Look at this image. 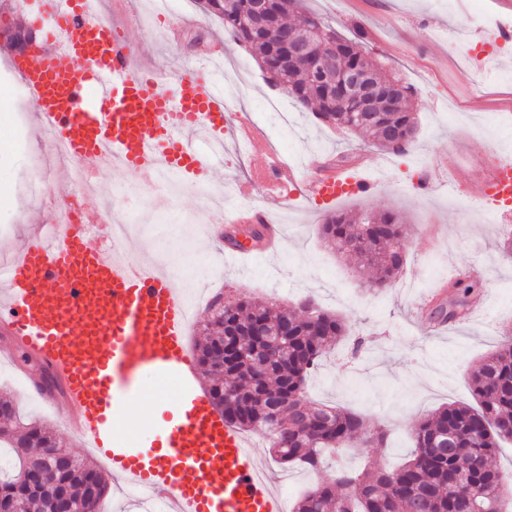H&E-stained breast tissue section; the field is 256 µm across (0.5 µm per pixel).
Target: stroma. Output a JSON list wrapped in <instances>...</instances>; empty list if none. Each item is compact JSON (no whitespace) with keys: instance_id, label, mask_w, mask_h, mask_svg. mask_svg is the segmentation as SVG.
<instances>
[{"instance_id":"1","label":"stroma","mask_w":512,"mask_h":512,"mask_svg":"<svg viewBox=\"0 0 512 512\" xmlns=\"http://www.w3.org/2000/svg\"><path fill=\"white\" fill-rule=\"evenodd\" d=\"M108 15L123 21L138 17L135 32L142 56L163 70L192 64L197 48L189 34L207 25L209 38L224 42V56L213 63L225 91L244 90L245 109L255 127L273 135L258 110L273 94L250 53L226 39L222 23L205 14L200 0H173L174 14L187 32L168 41L164 23L153 11L154 0H107ZM305 9L332 21L343 36L363 27V43L371 57L396 70L415 89V144L396 155L350 131L328 126L297 102L288 109L296 124L294 136H283L276 150L298 167L305 183L320 165L342 162L344 170L361 166L374 183L371 191L331 205L306 199L302 193L273 198L259 193L284 229L277 253L253 252L229 262L228 247L203 231L215 209L234 215L240 194L225 190L203 198L180 190L176 197L174 238H165L153 220L167 205L149 194L133 197L142 222L137 229L156 262L167 256L197 267L200 303L186 339L195 342L210 318L213 296L234 302L246 295L254 301L294 308L305 298L319 307L354 320L355 335L326 353L306 383L311 401L363 413L372 427H384L382 440L343 451L338 466L356 469L364 463L397 467L412 451L410 427L443 404L471 402L467 371L494 352L512 329V254L503 240L512 237V220L498 221L471 186L503 161H512V47L482 40L468 29L465 17L478 10L484 17L502 16L493 0H305ZM235 136L224 146V183L244 181L264 166L266 157L241 150ZM44 167L58 162L37 131L31 101H17L8 76L0 70V258L35 227L34 215L47 212L44 202L24 200L21 184L30 173L31 155ZM431 170L434 184L416 183ZM366 210L397 212L407 226L405 263L398 280L382 293L369 285L370 273H358L354 258L326 247L319 236L324 215ZM461 276L473 284L467 300L471 316L453 326L437 327L435 308L442 283ZM24 375L0 363V398L15 400L24 417L52 431L78 456L86 451L59 418L54 404L21 391ZM181 388L177 382L157 384L146 398L128 406L124 430L150 441L175 416ZM259 460L288 504L320 482L323 472L274 463L269 443L252 432Z\"/></svg>"}]
</instances>
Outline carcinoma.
Listing matches in <instances>:
<instances>
[{
    "instance_id": "1",
    "label": "carcinoma",
    "mask_w": 512,
    "mask_h": 512,
    "mask_svg": "<svg viewBox=\"0 0 512 512\" xmlns=\"http://www.w3.org/2000/svg\"><path fill=\"white\" fill-rule=\"evenodd\" d=\"M301 2L278 0L280 35L308 40L313 63L330 51L347 68L369 63L376 76L371 121L353 122L362 102L344 92L342 70L326 71L314 82L309 79L311 68H277L270 43L252 35L256 19L251 0H207V10L222 18L236 43L254 52L271 87L286 91L326 125L363 134L394 154L405 152L416 133L412 86L402 82L405 94L387 97L389 83L401 78L367 61L359 39L341 36L316 13H306L298 24L288 22ZM320 233L336 253L353 254L378 270L372 283L376 291L388 288L404 265L401 242L406 228L394 212L355 217L330 213ZM448 287L455 301L438 309L443 324L468 317L466 297L474 289L451 278ZM218 303L216 298L210 305L211 317L195 353L203 374L213 378L209 395L226 422L242 431L262 430L277 464L309 470L320 469L324 452L344 450L367 430L360 413L314 405L305 395L308 374L349 334L345 318L311 299L301 303L300 315L244 299L221 308ZM256 321L287 331L277 349L269 350L259 336H241L227 356L216 353L225 332ZM468 383L475 404L449 403L412 424L415 447L404 465L338 468L308 490L294 512H502L504 500L512 499V472L499 469L491 459L501 444L512 442V336L469 373ZM272 419L282 427V435L270 429ZM3 444L15 458L12 473L0 475V502L11 506V512H99L110 489L102 470L71 454L37 423L24 421L17 404L9 400H0Z\"/></svg>"
}]
</instances>
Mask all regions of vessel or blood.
I'll use <instances>...</instances> for the list:
<instances>
[{
	"label": "vessel or blood",
	"instance_id": "obj_1",
	"mask_svg": "<svg viewBox=\"0 0 512 512\" xmlns=\"http://www.w3.org/2000/svg\"><path fill=\"white\" fill-rule=\"evenodd\" d=\"M18 14L47 41L14 56L35 120L84 172L116 168L138 181L158 174L210 183L223 172L229 107L210 68L211 48L188 68L144 61L131 27L98 17L91 0H18ZM297 176L279 156L256 175L278 193ZM346 171L311 179V197L333 203L369 191ZM500 217L512 215V164L475 188ZM79 224L38 225L0 271V333L10 358H35L59 383L68 423L104 460L113 485L161 494L165 512H283L249 440L196 386L185 342L189 311L176 278L113 243L99 210ZM150 379L182 389L173 422L149 446L119 424Z\"/></svg>",
	"mask_w": 512,
	"mask_h": 512
}]
</instances>
